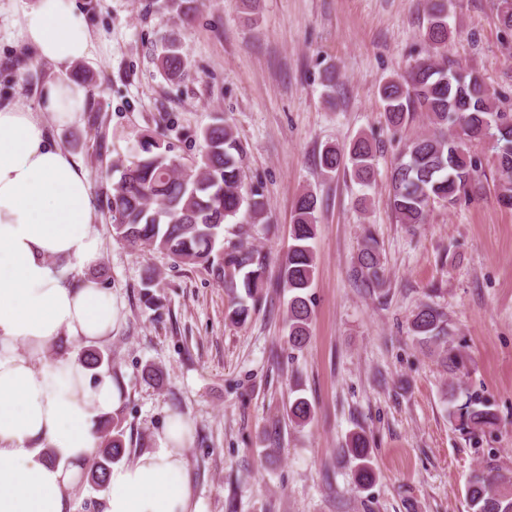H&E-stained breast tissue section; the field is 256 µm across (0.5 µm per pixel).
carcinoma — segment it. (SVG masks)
Returning a JSON list of instances; mask_svg holds the SVG:
<instances>
[{
	"instance_id": "obj_1",
	"label": "carcinoma",
	"mask_w": 512,
	"mask_h": 512,
	"mask_svg": "<svg viewBox=\"0 0 512 512\" xmlns=\"http://www.w3.org/2000/svg\"><path fill=\"white\" fill-rule=\"evenodd\" d=\"M160 2L186 20L198 10L200 0ZM450 2L432 0L429 6L424 39L435 55L417 61L406 77H390L378 88L387 125L401 129L416 112L426 113L430 123L427 132L404 144L389 174L391 209L399 223L409 226L426 223L432 202L452 206L467 194L481 168V159L469 147L473 142L490 145L500 173L497 201L512 207V112L498 105L501 94L490 91L478 75L462 70L447 57ZM159 61L171 79L184 69L180 46L174 40L162 46ZM202 138L204 150L195 164L174 167L177 159L148 133L141 135L133 157L112 160V173L118 174L109 199L112 231L132 247L156 250L184 265L202 268L228 290L240 288L253 299L265 282V265L257 251L242 242L228 249L216 244L224 236L228 219L241 216L251 224L266 222L263 195L258 186L245 184L244 149L231 127L217 117L202 130ZM374 157L373 143L360 135L343 147L324 148L319 167L326 175L348 171L359 184L368 186L375 178ZM317 210L316 195L307 191L299 196L291 229L294 245L279 272L280 285L288 292V344L295 350L307 344L312 320L308 289L316 272L311 241L316 236ZM354 278L379 290L385 284L379 244L369 229L359 248ZM156 279V271H146L142 297L147 307L157 311L161 305L152 291ZM409 331L419 343L436 345L448 335V324L437 309L423 303L411 314ZM81 358L91 370H112V356L106 350L89 347ZM457 400L451 396L459 430L495 425L497 416L483 408L478 398L470 396L460 405ZM314 415V407L303 397L288 404V419L298 426ZM98 434L86 483L101 491L126 448L120 419L105 420ZM340 452L355 463L356 486L364 488L374 481L370 442L364 433H353ZM466 499L472 512H512V480L491 468L480 470L466 485Z\"/></svg>"
}]
</instances>
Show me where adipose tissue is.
Returning <instances> with one entry per match:
<instances>
[{
  "instance_id": "obj_1",
  "label": "adipose tissue",
  "mask_w": 512,
  "mask_h": 512,
  "mask_svg": "<svg viewBox=\"0 0 512 512\" xmlns=\"http://www.w3.org/2000/svg\"><path fill=\"white\" fill-rule=\"evenodd\" d=\"M24 40L38 58L70 67L95 42L76 0H37L24 13ZM85 88L54 79L37 102L0 107V512H72L98 438L96 426L120 405L111 374L72 356L37 359L63 339H111L119 305L93 278L68 283L54 263H97L103 240L88 172L51 141L54 125L80 123ZM185 418L172 417L157 447L113 466L102 512H201L184 452Z\"/></svg>"
}]
</instances>
